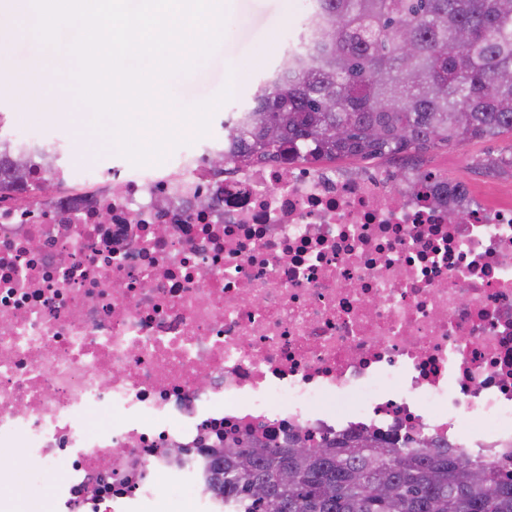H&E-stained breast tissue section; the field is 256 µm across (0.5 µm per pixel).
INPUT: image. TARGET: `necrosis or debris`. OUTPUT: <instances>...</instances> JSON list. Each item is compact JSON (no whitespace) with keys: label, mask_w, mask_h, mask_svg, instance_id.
I'll use <instances>...</instances> for the list:
<instances>
[{"label":"necrosis or debris","mask_w":512,"mask_h":512,"mask_svg":"<svg viewBox=\"0 0 512 512\" xmlns=\"http://www.w3.org/2000/svg\"><path fill=\"white\" fill-rule=\"evenodd\" d=\"M204 159L36 208L42 167L0 181V447L64 466L58 512H224L222 437L420 436L511 467L512 202L464 196L452 223L441 175Z\"/></svg>","instance_id":"obj_1"}]
</instances>
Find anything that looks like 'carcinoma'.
Listing matches in <instances>:
<instances>
[{"label": "carcinoma", "instance_id": "1", "mask_svg": "<svg viewBox=\"0 0 512 512\" xmlns=\"http://www.w3.org/2000/svg\"><path fill=\"white\" fill-rule=\"evenodd\" d=\"M301 48L288 50L224 126V158L277 157L314 144V160L421 152L512 137V0H311ZM343 135L333 137V128ZM295 451L262 443L253 477L235 476L248 439L213 470L227 512H512V471L491 462L374 437ZM301 480L278 484L282 464ZM268 485L256 497L252 480ZM389 480L398 494L375 500Z\"/></svg>", "mask_w": 512, "mask_h": 512}]
</instances>
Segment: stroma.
<instances>
[{
    "instance_id": "obj_1",
    "label": "stroma",
    "mask_w": 512,
    "mask_h": 512,
    "mask_svg": "<svg viewBox=\"0 0 512 512\" xmlns=\"http://www.w3.org/2000/svg\"><path fill=\"white\" fill-rule=\"evenodd\" d=\"M297 0H226L227 22L222 40L212 55L170 85L178 106H190L232 85V105L250 100L260 78L281 57L280 34L297 20ZM5 71L0 81V132L10 133L15 124L33 125L50 133L60 160L59 168L82 167L87 178L99 181L113 169L127 168L125 158L112 153L101 137L89 128L91 113L71 102L67 115L47 108L27 106L17 95L20 79L43 80L50 96H57L58 68L44 67L35 51L22 39L16 40L0 59ZM512 150V138L470 140L418 153L428 169L448 173L464 183L474 198L491 204L512 197V170L491 167L492 158ZM0 464L14 467L12 483L0 489L16 512H55L52 491L63 470L54 466L33 469L20 449L1 448Z\"/></svg>"
}]
</instances>
